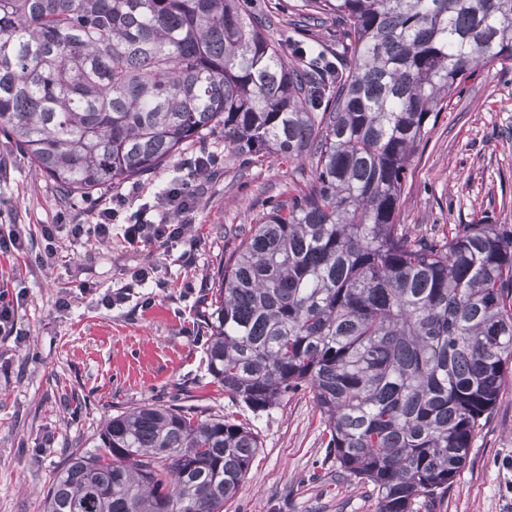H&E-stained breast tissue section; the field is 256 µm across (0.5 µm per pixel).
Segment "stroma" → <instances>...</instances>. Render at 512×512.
<instances>
[{
	"mask_svg": "<svg viewBox=\"0 0 512 512\" xmlns=\"http://www.w3.org/2000/svg\"><path fill=\"white\" fill-rule=\"evenodd\" d=\"M202 151L221 163L193 180L196 210L184 241L133 246L117 226L108 247L73 237L72 225L94 224L114 196H125L131 214L152 203L188 178L186 158ZM411 170L401 223L440 235L481 219L512 225V68H481L441 114ZM299 178L292 165L231 160L215 136L139 180L65 201L0 136V235L26 224L33 238L29 254L0 255V290L28 293L16 336L0 339V512H40L67 454L91 447L105 418L146 402L190 405L246 422L258 435L251 469L224 512H375L371 486L347 477L322 444L309 396L256 416L225 397L207 366L211 277L233 243L224 231L251 223ZM45 224L56 225L54 242L42 237ZM49 244L56 254L44 267L35 256ZM155 263L160 283L135 281L136 269ZM119 288L124 303L107 306ZM63 296L71 306L62 310ZM414 512H512V387L445 497L416 502Z\"/></svg>",
	"mask_w": 512,
	"mask_h": 512,
	"instance_id": "1",
	"label": "stroma"
}]
</instances>
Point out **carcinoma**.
<instances>
[{
	"label": "carcinoma",
	"instance_id": "1",
	"mask_svg": "<svg viewBox=\"0 0 512 512\" xmlns=\"http://www.w3.org/2000/svg\"><path fill=\"white\" fill-rule=\"evenodd\" d=\"M327 44L307 41L324 16ZM0 0V133L90 197L187 145L307 163L213 278L208 370L253 414L310 394L376 512L448 493L512 385V231L398 221L452 97L512 66V0ZM260 448L246 422L147 403L67 456L42 512H224Z\"/></svg>",
	"mask_w": 512,
	"mask_h": 512
}]
</instances>
